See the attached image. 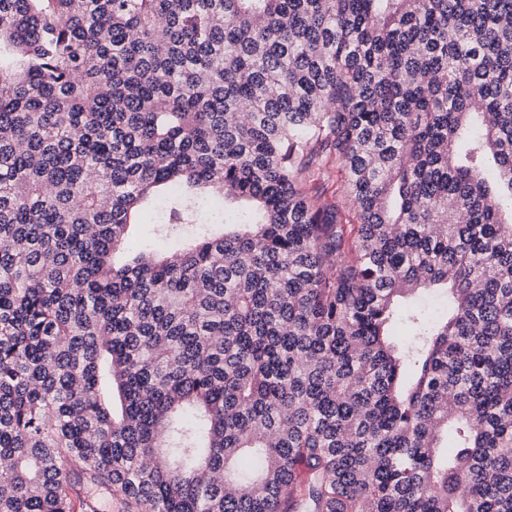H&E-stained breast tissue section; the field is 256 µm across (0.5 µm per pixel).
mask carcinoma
<instances>
[{"mask_svg":"<svg viewBox=\"0 0 512 512\" xmlns=\"http://www.w3.org/2000/svg\"><path fill=\"white\" fill-rule=\"evenodd\" d=\"M506 209L512 0H0V512H512ZM314 179L316 180L307 184L312 194L317 192L322 200L331 204L344 201V178L343 174L336 173V167L328 173V176L321 178L315 176Z\"/></svg>","mask_w":512,"mask_h":512,"instance_id":"carcinoma-1","label":"carcinoma"}]
</instances>
